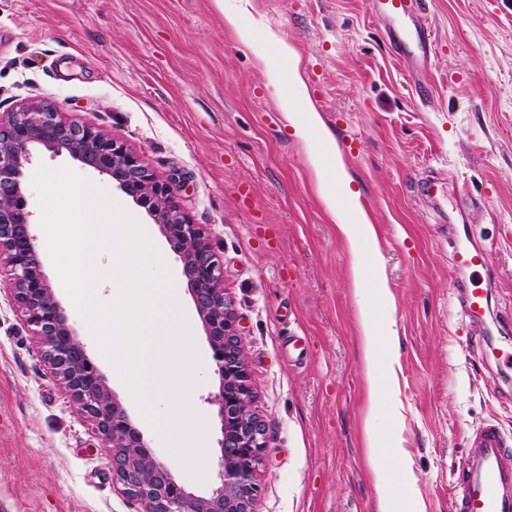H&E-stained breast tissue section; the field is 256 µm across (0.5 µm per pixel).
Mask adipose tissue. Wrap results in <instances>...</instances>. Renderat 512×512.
I'll use <instances>...</instances> for the list:
<instances>
[{"mask_svg":"<svg viewBox=\"0 0 512 512\" xmlns=\"http://www.w3.org/2000/svg\"><path fill=\"white\" fill-rule=\"evenodd\" d=\"M315 167H331L335 177L326 194L328 203L338 206L339 228L347 239L354 255L364 256L363 265L354 271V281L358 285H369L381 306H388L389 293L381 280H367L366 272L376 264V252L371 249L373 228L358 203L354 192L349 187L347 172L336 152V144L328 132L321 131L319 140L311 156ZM364 336V362L369 373L373 389L388 387L391 383L395 358L397 331L391 318L377 317L372 311L361 313Z\"/></svg>","mask_w":512,"mask_h":512,"instance_id":"1","label":"adipose tissue"}]
</instances>
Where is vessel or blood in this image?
<instances>
[{"instance_id":"obj_1","label":"vessel or blood","mask_w":512,"mask_h":512,"mask_svg":"<svg viewBox=\"0 0 512 512\" xmlns=\"http://www.w3.org/2000/svg\"><path fill=\"white\" fill-rule=\"evenodd\" d=\"M372 13L393 20L386 37L391 51L417 76L420 97L429 93L434 35L430 27L406 26L405 21L421 13L423 0H368ZM454 262L469 277L489 273L487 251L479 245L455 247ZM459 304L471 329H483L489 309L487 289L461 283ZM450 512H512V443L492 421L473 427L467 437L464 464L453 476Z\"/></svg>"}]
</instances>
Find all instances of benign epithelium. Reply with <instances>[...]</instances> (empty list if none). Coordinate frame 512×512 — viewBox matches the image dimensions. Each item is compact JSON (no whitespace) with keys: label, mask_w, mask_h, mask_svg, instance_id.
<instances>
[{"label":"benign epithelium","mask_w":512,"mask_h":512,"mask_svg":"<svg viewBox=\"0 0 512 512\" xmlns=\"http://www.w3.org/2000/svg\"><path fill=\"white\" fill-rule=\"evenodd\" d=\"M67 153L109 176L146 209L182 264L219 375L221 457L219 485L196 496L148 449L128 411L111 393L69 323L42 270L31 212L24 194L34 152ZM176 179L160 181L138 154L96 128L68 121L48 102H33L0 118V264L9 269L8 290L40 343V356L67 390L77 412L96 426L112 449V474L142 512H254L255 472L266 447L263 420L253 408L246 355L231 303L224 296V265L204 228L179 205Z\"/></svg>","instance_id":"1"}]
</instances>
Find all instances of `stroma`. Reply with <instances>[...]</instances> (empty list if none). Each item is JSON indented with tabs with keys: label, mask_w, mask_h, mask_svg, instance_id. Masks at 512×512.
I'll return each mask as SVG.
<instances>
[{
	"label": "stroma",
	"mask_w": 512,
	"mask_h": 512,
	"mask_svg": "<svg viewBox=\"0 0 512 512\" xmlns=\"http://www.w3.org/2000/svg\"><path fill=\"white\" fill-rule=\"evenodd\" d=\"M246 14L244 42L224 18ZM418 23L436 38L431 93L420 100L392 55L386 19L367 0H0V114L48 101L68 119L124 141L203 225L224 263L255 406L267 427L255 512H379L396 503L449 512L467 434L486 419L512 433V334L471 335L455 285L448 217L462 197L473 241L491 253V315L512 318V0H428ZM291 47L276 55L274 38ZM296 69L304 98L336 140L372 225L396 323L399 413L372 412L362 360L353 256L270 84ZM148 225L161 279L179 288L193 333L186 366L208 461L187 482L219 483V377L182 264L144 208L109 176L39 149ZM443 185L438 202L418 190ZM44 272L70 324L153 455L169 461L171 401H136L74 308L49 252ZM398 439L403 468L372 458L368 436ZM0 512H140L112 474V451L37 353V338L0 281Z\"/></svg>",
	"instance_id": "stroma-1"
}]
</instances>
